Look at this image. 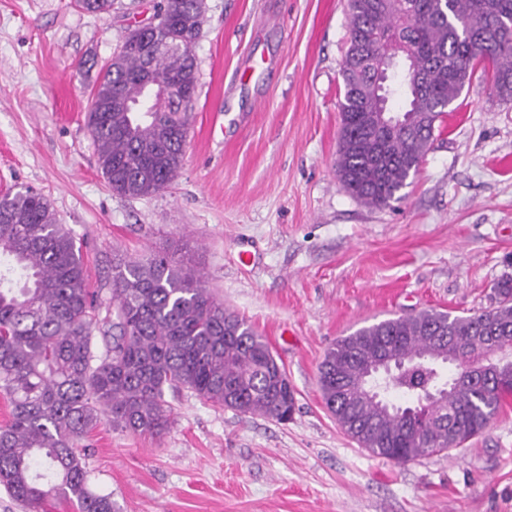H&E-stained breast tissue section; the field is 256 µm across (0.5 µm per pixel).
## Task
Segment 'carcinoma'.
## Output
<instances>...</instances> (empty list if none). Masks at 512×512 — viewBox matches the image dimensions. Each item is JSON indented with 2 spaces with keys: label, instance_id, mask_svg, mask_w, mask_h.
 <instances>
[{
  "label": "carcinoma",
  "instance_id": "carcinoma-1",
  "mask_svg": "<svg viewBox=\"0 0 512 512\" xmlns=\"http://www.w3.org/2000/svg\"><path fill=\"white\" fill-rule=\"evenodd\" d=\"M76 5L108 14L114 0ZM155 15L157 47L144 51L124 34L100 68L86 115L101 173L130 198L173 184L194 102L174 92L130 134L126 113L97 111V97L140 99L139 75L148 64L159 81L182 73L198 84L191 50L205 22L203 0H161ZM390 39L414 48L412 68L396 77L404 121L368 130V110L382 98L373 69ZM479 67L490 76V93L511 103L512 0H349L336 161L342 187L369 207L402 199L437 122ZM87 279L81 245L42 194L0 197V394L10 406L0 427V485L31 512L49 498L73 501L78 512H114L111 495L89 488L79 443L102 415L115 428L162 434L170 423L167 388H189L243 415L292 417L296 391L283 363L252 324L213 299L185 256L162 251L112 265L115 319L103 320L101 356L92 350L100 303ZM494 295L497 304L479 313L420 311L338 337L319 366L321 395L337 425L398 464L481 434L512 399L505 386L512 360L490 374L478 368L495 346L512 341V279L500 281ZM378 348L417 367L391 387L413 405L424 403L421 420L369 390L367 355ZM452 359L472 365L469 374L443 379Z\"/></svg>",
  "mask_w": 512,
  "mask_h": 512
}]
</instances>
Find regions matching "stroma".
I'll use <instances>...</instances> for the list:
<instances>
[{
	"mask_svg": "<svg viewBox=\"0 0 512 512\" xmlns=\"http://www.w3.org/2000/svg\"><path fill=\"white\" fill-rule=\"evenodd\" d=\"M151 6L0 0V195L48 199L105 306L117 259L185 248L283 361L296 410L280 423L166 391L162 436L103 419L85 438L90 489L116 512H512V403L462 446L400 465L345 435L318 383L338 337L481 311L512 279V104L474 75L404 199L366 206L336 174L347 0H205L183 166L169 189L125 197L98 167L85 122L97 72L83 62L109 60Z\"/></svg>",
	"mask_w": 512,
	"mask_h": 512,
	"instance_id": "35a3bbf8",
	"label": "stroma"
}]
</instances>
